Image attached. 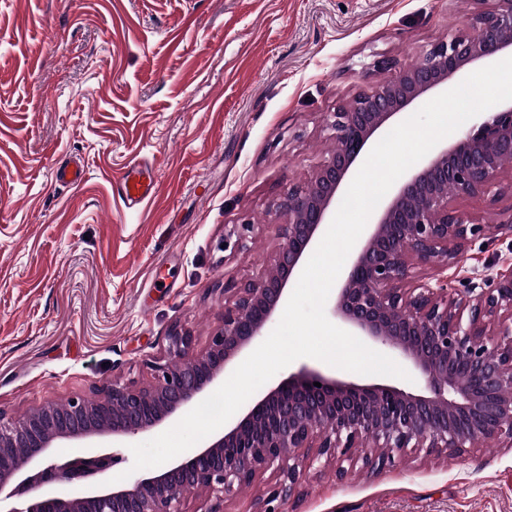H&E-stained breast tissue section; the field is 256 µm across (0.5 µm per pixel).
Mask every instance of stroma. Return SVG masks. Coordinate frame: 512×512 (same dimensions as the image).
I'll return each mask as SVG.
<instances>
[{"mask_svg":"<svg viewBox=\"0 0 512 512\" xmlns=\"http://www.w3.org/2000/svg\"><path fill=\"white\" fill-rule=\"evenodd\" d=\"M476 0H0V420L144 385L172 329L202 350L224 283L275 255L273 203L331 147L326 112L470 29ZM77 158L86 179L55 182ZM148 160L157 190L125 208L112 184ZM490 226L512 198L455 196ZM257 225L251 248L229 225ZM512 264L494 232L447 271ZM273 471L226 496V512H512V448L438 459L409 453L380 472L313 465L288 499Z\"/></svg>","mask_w":512,"mask_h":512,"instance_id":"obj_1","label":"stroma"}]
</instances>
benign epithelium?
Masks as SVG:
<instances>
[{
    "mask_svg": "<svg viewBox=\"0 0 512 512\" xmlns=\"http://www.w3.org/2000/svg\"><path fill=\"white\" fill-rule=\"evenodd\" d=\"M512 52V0L477 13L471 31L433 45L417 62L326 113L333 148L275 203L273 262L245 283H224V316L205 349L170 336L168 361L148 386L114 383L96 399L47 404L0 422V512H224L226 495L273 470L269 501L292 496L303 468L333 461L339 476L380 471L409 450L462 454L484 444L512 447V266L466 288L442 273L491 228L448 207L457 195L512 193V101L479 114L468 131L435 147L399 178L349 254L334 316L351 334L384 344L419 371L414 393L360 384L301 366L267 386L241 415L158 471L105 484L95 475L123 462L100 447L174 424L234 371L261 339L341 203L343 186L371 139L396 116L478 61ZM321 386H315V383ZM60 441L84 442L71 459L50 457ZM26 449L22 462L11 460ZM23 499L18 509L14 502Z\"/></svg>",
    "mask_w": 512,
    "mask_h": 512,
    "instance_id": "7a95c632",
    "label": "benign epithelium"
}]
</instances>
